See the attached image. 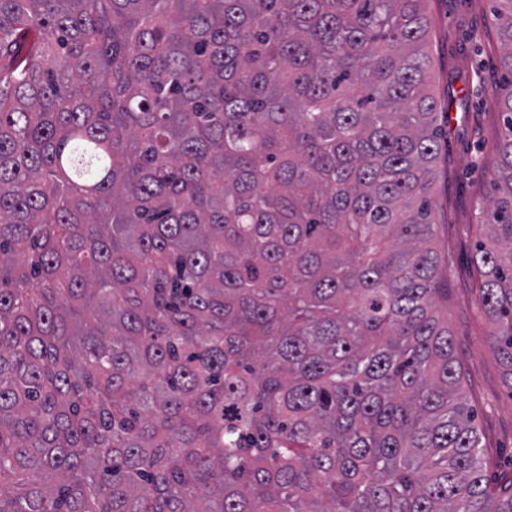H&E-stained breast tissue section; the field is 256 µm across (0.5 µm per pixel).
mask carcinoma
Segmentation results:
<instances>
[{"mask_svg":"<svg viewBox=\"0 0 512 512\" xmlns=\"http://www.w3.org/2000/svg\"><path fill=\"white\" fill-rule=\"evenodd\" d=\"M424 2L0 0V512H512L438 311Z\"/></svg>","mask_w":512,"mask_h":512,"instance_id":"cac0c4a2","label":"carcinoma"}]
</instances>
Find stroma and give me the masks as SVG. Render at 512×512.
<instances>
[{"mask_svg":"<svg viewBox=\"0 0 512 512\" xmlns=\"http://www.w3.org/2000/svg\"><path fill=\"white\" fill-rule=\"evenodd\" d=\"M431 89L455 92L466 106L464 125L450 123L441 140L433 188L436 238L447 257L448 329L462 369V391L477 413L486 445L489 479L512 472V388L490 339L491 322L477 312L479 273L475 245L487 234V197L503 133L494 96L504 49L492 0H427Z\"/></svg>","mask_w":512,"mask_h":512,"instance_id":"1","label":"stroma"}]
</instances>
